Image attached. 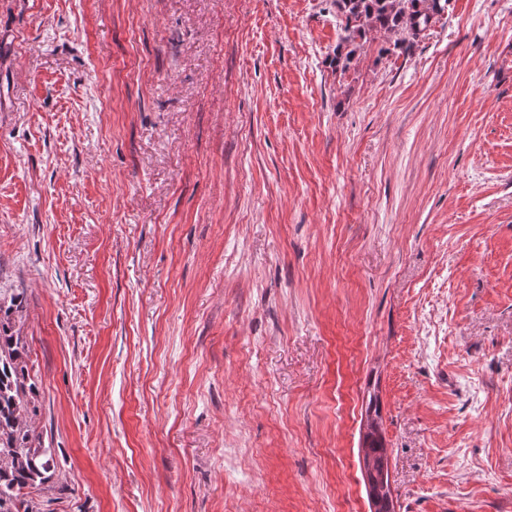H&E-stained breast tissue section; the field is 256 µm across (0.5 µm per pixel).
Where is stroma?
I'll return each instance as SVG.
<instances>
[{"instance_id":"35a3bbf8","label":"stroma","mask_w":512,"mask_h":512,"mask_svg":"<svg viewBox=\"0 0 512 512\" xmlns=\"http://www.w3.org/2000/svg\"><path fill=\"white\" fill-rule=\"evenodd\" d=\"M0 0V289L46 512H512V0ZM449 0H334L343 35L329 64L345 75L366 43L383 40L399 54L447 10ZM365 413L367 419H372L379 427L380 406L377 397L370 396ZM362 452L364 453L365 477L371 485L375 511L371 512H395L392 507L393 500L389 488V456L386 449L385 438L379 428H373L363 436ZM386 476L387 489L384 485Z\"/></svg>"}]
</instances>
